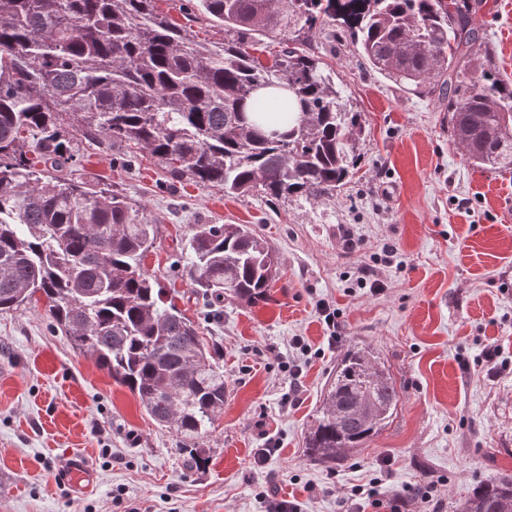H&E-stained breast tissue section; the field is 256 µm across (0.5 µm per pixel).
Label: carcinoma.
Listing matches in <instances>:
<instances>
[{"mask_svg": "<svg viewBox=\"0 0 512 512\" xmlns=\"http://www.w3.org/2000/svg\"><path fill=\"white\" fill-rule=\"evenodd\" d=\"M185 2L224 43L192 40L156 0H0V311L43 303L73 348L203 466L196 440L224 414V370L144 266L156 226L126 197L71 177L80 145L132 143L226 195L317 199L357 173L362 115L318 55L297 47L301 36L343 33L372 70L448 101L451 134L482 170L512 169V84L488 69L473 27L484 0ZM264 37L282 44L270 60ZM282 84L300 111L254 91ZM176 268L219 310L270 300L279 260L245 224H198ZM398 401L378 356L350 352L307 436L309 457L331 464L363 447ZM460 512H512V474L481 484Z\"/></svg>", "mask_w": 512, "mask_h": 512, "instance_id": "carcinoma-1", "label": "carcinoma"}]
</instances>
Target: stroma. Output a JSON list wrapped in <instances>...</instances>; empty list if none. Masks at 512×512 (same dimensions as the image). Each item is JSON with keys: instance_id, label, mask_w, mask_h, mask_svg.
Returning <instances> with one entry per match:
<instances>
[{"instance_id": "obj_1", "label": "stroma", "mask_w": 512, "mask_h": 512, "mask_svg": "<svg viewBox=\"0 0 512 512\" xmlns=\"http://www.w3.org/2000/svg\"><path fill=\"white\" fill-rule=\"evenodd\" d=\"M474 23L499 75L512 79V0H487ZM309 43L366 124L359 172L344 190L227 196L144 152L124 169L121 146L96 143L74 169L158 225L145 266L217 351L226 398L201 441L207 464L192 466L179 438L55 332L43 306L2 312L0 512H266L269 491L302 512H341L340 499L367 484L378 498L403 499L402 512H423L424 489L439 512H458L477 485L512 473V170L466 163L437 97L368 68L349 38ZM195 224H246L267 239L280 259L270 301H228L216 313L192 295L172 263ZM366 263L382 291L358 286ZM322 302L340 314V340ZM353 348L389 366L398 409L364 447L320 465L305 436ZM74 456L94 474L92 488L62 477Z\"/></svg>"}]
</instances>
